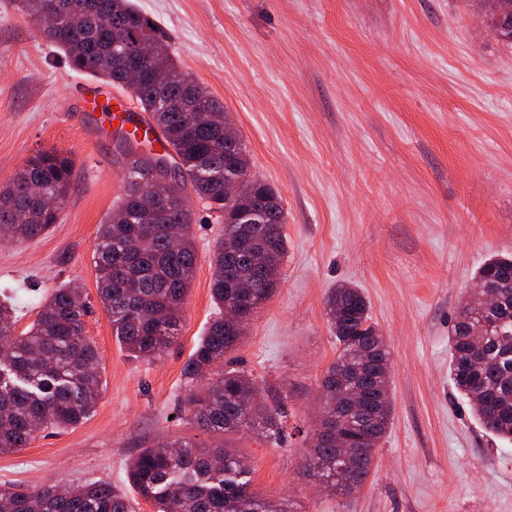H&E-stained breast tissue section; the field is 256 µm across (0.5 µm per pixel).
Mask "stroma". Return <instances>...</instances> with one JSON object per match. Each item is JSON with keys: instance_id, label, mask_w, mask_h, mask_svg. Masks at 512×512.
<instances>
[{"instance_id": "stroma-1", "label": "stroma", "mask_w": 512, "mask_h": 512, "mask_svg": "<svg viewBox=\"0 0 512 512\" xmlns=\"http://www.w3.org/2000/svg\"><path fill=\"white\" fill-rule=\"evenodd\" d=\"M180 67L229 112L254 174L282 198L288 249L271 297L224 358L281 386L280 440L220 439L186 419L202 381L183 366L218 310L214 244L224 223L190 196L197 252L175 339L131 357L97 303L96 231L118 205L122 164L78 106L92 75L0 0V184L42 151L74 161L50 230L0 244V298L16 332L74 282L94 307L85 333L102 391L91 416L0 454V486L103 480L130 491L128 464L159 437L228 442L254 487L295 512H512V441L489 434L449 376L448 333L490 257L512 253V43L477 0H134ZM361 288L391 352L393 424L348 497L299 473L324 370L336 356L331 288Z\"/></svg>"}]
</instances>
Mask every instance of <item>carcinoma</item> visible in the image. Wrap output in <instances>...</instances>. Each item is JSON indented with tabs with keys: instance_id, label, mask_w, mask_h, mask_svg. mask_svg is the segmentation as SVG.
<instances>
[{
	"instance_id": "cac0c4a2",
	"label": "carcinoma",
	"mask_w": 512,
	"mask_h": 512,
	"mask_svg": "<svg viewBox=\"0 0 512 512\" xmlns=\"http://www.w3.org/2000/svg\"><path fill=\"white\" fill-rule=\"evenodd\" d=\"M70 66L114 86L122 85L138 44L153 46L143 66L145 81L133 92L174 150L180 180L167 206L151 210L149 188L160 158L142 155L124 173L121 204L98 226L95 264L99 301L112 336L134 358H154L169 347L193 281L197 255L191 237L193 213L185 188L224 216L213 250L211 298L216 307L237 308L240 318L218 316L210 323L183 368L194 381L206 376L242 335V323L269 299L287 250L284 207L277 191L255 177L237 197H224V184L250 172L246 144L237 139L225 155L224 130L232 120L223 104L169 54L154 23L131 0H19ZM489 26L512 41V0H498ZM74 173L72 159L55 151L32 157L0 186V241L32 240L57 223L48 196L65 205ZM476 287L459 305L449 333L450 377L486 430L512 440V255L494 256L475 275ZM325 307L336 338V358L321 378L315 443L306 449L302 474L316 482L336 481L347 465L338 494L359 491L374 451L392 420L390 352L371 322L361 289L330 290ZM90 306L79 286L68 283L45 299L29 329L15 332V309L0 300V453L28 446L44 429L64 430L95 409L101 378L98 354L85 334ZM257 383L245 372L227 370L191 392L184 412L199 428L226 436L250 432L278 440L286 400L280 387L264 383V397L247 400ZM352 448L339 459L336 440ZM137 493L155 512H294L252 490V469L226 445L208 448L191 440L143 448L128 468ZM135 512L131 501L106 481L78 488L45 483L0 488V512Z\"/></svg>"
}]
</instances>
